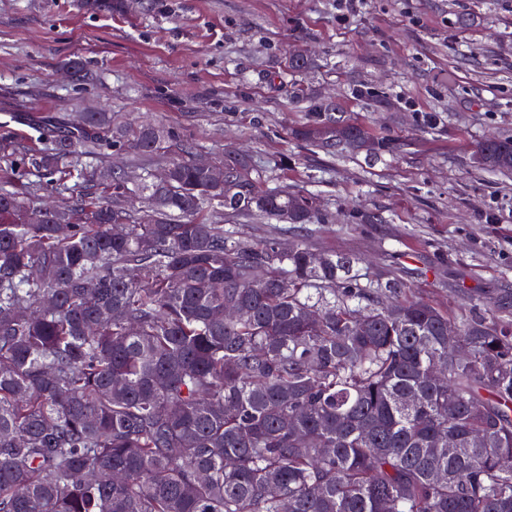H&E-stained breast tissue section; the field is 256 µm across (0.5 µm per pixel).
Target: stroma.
Wrapping results in <instances>:
<instances>
[{
  "instance_id": "stroma-1",
  "label": "stroma",
  "mask_w": 512,
  "mask_h": 512,
  "mask_svg": "<svg viewBox=\"0 0 512 512\" xmlns=\"http://www.w3.org/2000/svg\"><path fill=\"white\" fill-rule=\"evenodd\" d=\"M302 47L314 65L289 73ZM317 99L391 151L336 156L292 138ZM87 106L168 127L203 159L240 148L330 217H225L238 240L302 239L371 275L398 269L455 315L473 297L512 305V174L472 163L483 140L512 139V0H0V136L21 144L18 167ZM354 202L382 223H345Z\"/></svg>"
}]
</instances>
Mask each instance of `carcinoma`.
<instances>
[{
  "label": "carcinoma",
  "mask_w": 512,
  "mask_h": 512,
  "mask_svg": "<svg viewBox=\"0 0 512 512\" xmlns=\"http://www.w3.org/2000/svg\"><path fill=\"white\" fill-rule=\"evenodd\" d=\"M310 111L315 149H391ZM18 150L0 139V512H512L511 319L454 317L302 239L234 238L226 214L329 222L258 189L247 154L217 181L169 129L103 112L35 149L31 179ZM473 160L512 173V140Z\"/></svg>",
  "instance_id": "carcinoma-1"
}]
</instances>
